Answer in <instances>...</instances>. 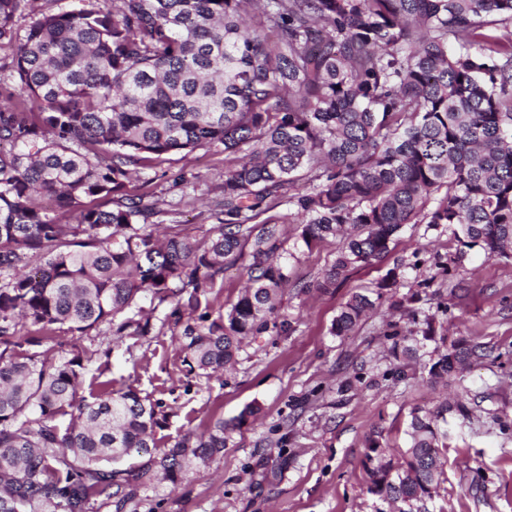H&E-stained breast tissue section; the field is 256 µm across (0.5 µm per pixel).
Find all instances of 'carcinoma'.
Listing matches in <instances>:
<instances>
[{"label": "carcinoma", "mask_w": 512, "mask_h": 512, "mask_svg": "<svg viewBox=\"0 0 512 512\" xmlns=\"http://www.w3.org/2000/svg\"><path fill=\"white\" fill-rule=\"evenodd\" d=\"M0 0V512H126L138 490L182 482L224 454L209 420L163 452L156 404L132 387L82 391L89 351L58 333L153 334L166 315L187 374L221 377L247 336L277 328L288 286L283 224L310 248L340 238L317 283L380 259L407 224L455 227L465 250L512 255V0ZM30 17L25 29L16 19ZM224 152V217L205 242L161 238L138 170L171 153ZM73 210L61 224L36 201ZM286 202L291 220L270 214ZM249 256L248 285L213 320L199 295ZM356 293L342 336L376 309ZM54 342L55 350L36 348ZM493 355L460 340L430 372ZM444 411L412 412L403 460L371 444L372 487L409 505L446 465ZM147 455L129 467L118 463Z\"/></svg>", "instance_id": "1"}]
</instances>
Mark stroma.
Listing matches in <instances>:
<instances>
[{
	"label": "stroma",
	"mask_w": 512,
	"mask_h": 512,
	"mask_svg": "<svg viewBox=\"0 0 512 512\" xmlns=\"http://www.w3.org/2000/svg\"><path fill=\"white\" fill-rule=\"evenodd\" d=\"M143 176L151 181L159 233L179 232L200 242L212 235L224 204L223 152L172 153ZM286 230L292 284L278 300L285 326L244 339L221 379L185 375L178 330L164 320L172 304L148 296L141 305L153 315L152 336L115 340L110 357L87 364L85 388L108 381L158 403L165 419L156 432L162 449L209 418L230 423L248 405L261 409L233 431L223 456L190 471L178 485L140 488L128 512H403L404 503L369 491L370 444L400 457L414 409L459 399L471 415L465 421L449 416L445 473L419 510L512 512V362L487 359L433 380L435 344L399 306L410 296L411 282L426 281L418 306L436 315L448 341L472 337L512 352V260L488 259L472 249L453 273H445L442 266L457 247L451 231L409 224L384 258L350 270L334 290L323 292L316 284L335 259L339 240L309 249L297 225ZM400 263L407 266V287L384 289L376 313L346 335H332L341 305L354 293L372 294ZM248 264L241 258L205 296L211 315L236 302ZM302 284L309 285L308 293H298ZM392 323L408 343H420L415 358L399 362L391 356L386 331Z\"/></svg>",
	"instance_id": "stroma-1"
}]
</instances>
